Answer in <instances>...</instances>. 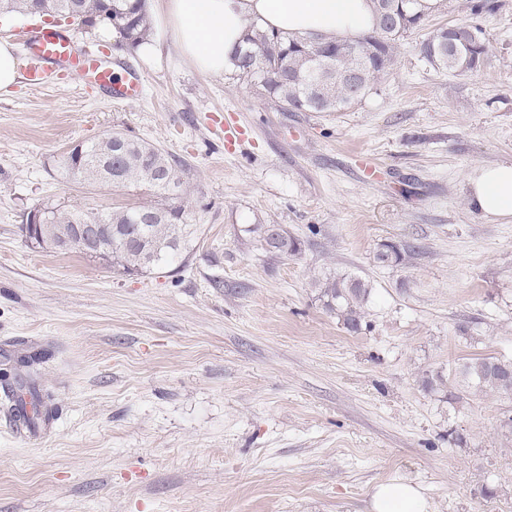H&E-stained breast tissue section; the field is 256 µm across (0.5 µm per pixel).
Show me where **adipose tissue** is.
Returning <instances> with one entry per match:
<instances>
[{
  "label": "adipose tissue",
  "instance_id": "obj_1",
  "mask_svg": "<svg viewBox=\"0 0 512 512\" xmlns=\"http://www.w3.org/2000/svg\"><path fill=\"white\" fill-rule=\"evenodd\" d=\"M158 10L162 29L172 33L181 59L211 76L231 69L252 22L291 34L346 40L361 37L375 24L372 0H159ZM466 202L490 219H512V164L476 170ZM372 512H429V504L415 486L392 481L377 486Z\"/></svg>",
  "mask_w": 512,
  "mask_h": 512
}]
</instances>
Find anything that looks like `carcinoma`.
I'll use <instances>...</instances> for the list:
<instances>
[{
    "label": "carcinoma",
    "mask_w": 512,
    "mask_h": 512,
    "mask_svg": "<svg viewBox=\"0 0 512 512\" xmlns=\"http://www.w3.org/2000/svg\"><path fill=\"white\" fill-rule=\"evenodd\" d=\"M446 0H374L375 26L358 40L340 41L309 36H290L249 28L244 45L236 52L232 73L254 79L267 101L283 112H342L359 103L390 73L400 44L426 19L443 11ZM44 13L72 19L75 32L98 26L111 29L117 44L137 49L152 34L146 0H0V14L33 16ZM482 30L467 24L438 28L425 40L420 52L439 70L466 75L479 68L488 54ZM66 176L79 166L78 177L89 185L112 178L116 187L146 191L143 201L100 214L125 242L107 245L98 255L120 275H146L191 253L196 229L187 223L183 199L189 195L183 163L168 152L122 132L112 133V150L100 143H82L59 160ZM43 216L57 234L68 235L82 223L85 210L76 205L42 202ZM299 244L283 232L274 253L294 256ZM376 260L398 264L401 250L386 243ZM315 287L324 307L344 326L356 331L371 300L372 286L351 275L334 274ZM492 393L512 401V358L474 357L457 373L453 400Z\"/></svg>",
    "instance_id": "carcinoma-1"
}]
</instances>
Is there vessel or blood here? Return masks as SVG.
Segmentation results:
<instances>
[{"instance_id": "obj_1", "label": "vessel or blood", "mask_w": 512, "mask_h": 512, "mask_svg": "<svg viewBox=\"0 0 512 512\" xmlns=\"http://www.w3.org/2000/svg\"><path fill=\"white\" fill-rule=\"evenodd\" d=\"M28 43L32 58L26 70V79L30 86L45 85L50 75L57 72L88 79L91 88L117 101L134 100L141 94L139 77H118L111 67L77 51L74 37L67 30L37 26L29 31Z\"/></svg>"}]
</instances>
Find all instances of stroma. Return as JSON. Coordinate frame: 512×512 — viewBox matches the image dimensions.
<instances>
[{"label": "stroma", "instance_id": "1", "mask_svg": "<svg viewBox=\"0 0 512 512\" xmlns=\"http://www.w3.org/2000/svg\"><path fill=\"white\" fill-rule=\"evenodd\" d=\"M447 2L343 112L276 111L257 85L114 49L103 27L76 45L136 71L142 99L57 76L0 93V512H372L390 481L429 512H512V402L448 398L469 359L512 358V223L465 202L476 169L512 162V0ZM458 23L489 41L465 76L419 53ZM113 130L187 164L193 250L144 276L20 232L42 202L143 198L57 167ZM259 224L299 254L267 252ZM386 243L402 262H377ZM334 272L373 286L359 332L316 297ZM27 385L47 410L33 426L14 410Z\"/></svg>", "mask_w": 512, "mask_h": 512}]
</instances>
